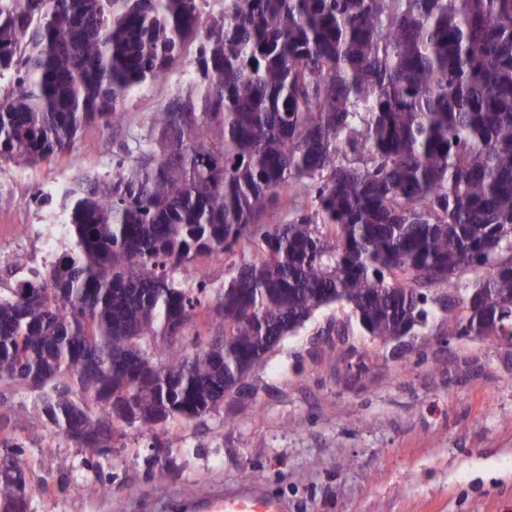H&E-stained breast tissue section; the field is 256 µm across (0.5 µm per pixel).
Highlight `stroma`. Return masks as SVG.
<instances>
[{"label":"stroma","instance_id":"1","mask_svg":"<svg viewBox=\"0 0 512 512\" xmlns=\"http://www.w3.org/2000/svg\"><path fill=\"white\" fill-rule=\"evenodd\" d=\"M195 56L188 48L164 80L128 96L131 124L86 126L69 152L34 166L0 159V289L73 248L67 235L43 243L66 220L62 192L111 171L113 149L185 90ZM35 191L48 206L28 205ZM456 318L435 313L397 354L349 308H321L267 353L251 397L228 394L152 437L117 422L97 455L51 437L36 393L2 383L0 421L25 445L29 512H201L204 498L250 491L284 512H512V340L457 335Z\"/></svg>","mask_w":512,"mask_h":512}]
</instances>
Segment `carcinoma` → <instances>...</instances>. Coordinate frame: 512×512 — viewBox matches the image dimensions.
Wrapping results in <instances>:
<instances>
[{
    "label": "carcinoma",
    "instance_id": "obj_1",
    "mask_svg": "<svg viewBox=\"0 0 512 512\" xmlns=\"http://www.w3.org/2000/svg\"><path fill=\"white\" fill-rule=\"evenodd\" d=\"M0 0V158L36 165L197 42L189 89L60 199L74 249L0 296V383L38 393L53 433L93 452L113 419L150 431L224 401L281 337L338 300L398 336L423 289L512 311V0ZM313 206L261 224L283 194ZM258 239L223 288L200 255ZM221 336L183 345L197 308ZM101 406L91 412L77 395ZM0 463V512H28Z\"/></svg>",
    "mask_w": 512,
    "mask_h": 512
}]
</instances>
